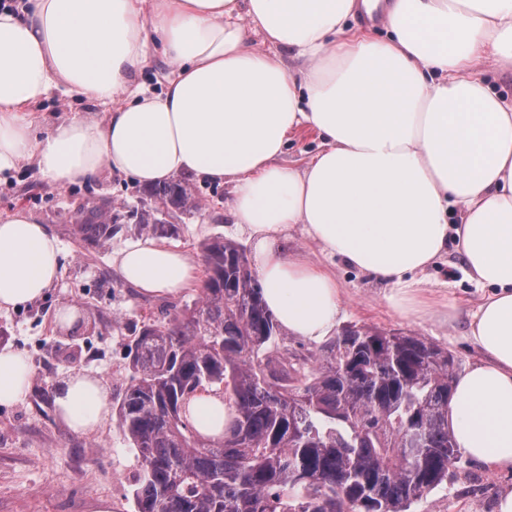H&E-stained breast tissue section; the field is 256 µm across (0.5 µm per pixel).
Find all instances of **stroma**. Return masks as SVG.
<instances>
[{
    "label": "stroma",
    "instance_id": "stroma-1",
    "mask_svg": "<svg viewBox=\"0 0 512 512\" xmlns=\"http://www.w3.org/2000/svg\"><path fill=\"white\" fill-rule=\"evenodd\" d=\"M194 186L204 206L176 219V233L165 238V245L194 261L201 243L210 238L247 245L246 234L230 214V186L201 180ZM142 191L132 179L108 170L93 181L63 188L49 184L30 163L0 176V215L24 209L46 224L61 245V274L46 296L0 311V348L24 351L33 369L27 396L0 405V512H94L101 501L109 503L112 512H134L132 489L139 463L115 413H108L95 431L76 434L58 419L53 395L56 386L77 370L100 378L109 400H116L128 377V349L143 320L165 304L181 306L200 293L192 287L168 299L146 297L113 273V254L141 238L132 221H123L104 250L85 246L73 236L79 204L112 199L135 206ZM291 237L295 248L335 274L342 294L338 326L367 325L425 337L447 348L462 371L478 359L467 315L486 291L468 279L458 255L422 276L423 288L436 300L433 314L407 318L393 303L395 288L342 258L322 255L303 230H294ZM105 271L113 274L108 287L101 282ZM452 301L458 310L451 318L447 311ZM67 303L80 314L72 331L56 320L58 307ZM510 491L512 469L491 470L462 455L449 468L445 485L423 494L410 512H498L501 496Z\"/></svg>",
    "mask_w": 512,
    "mask_h": 512
}]
</instances>
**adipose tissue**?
<instances>
[{
  "mask_svg": "<svg viewBox=\"0 0 512 512\" xmlns=\"http://www.w3.org/2000/svg\"><path fill=\"white\" fill-rule=\"evenodd\" d=\"M375 9L380 33L356 26ZM481 66L489 78L474 77ZM152 69L157 92L141 83ZM510 74L512 0H15L0 8V174L30 162L59 186L105 168L143 185L179 173L230 185L267 307L311 342L334 329L341 293L332 272L289 249L295 227L397 287L410 317L432 308L414 274L456 251L488 293L469 315L481 357L453 382L448 427L466 455L512 469V97L492 84ZM55 90L103 119L37 136ZM304 130L321 148L283 164ZM112 263L147 295L198 279L185 254L151 239ZM59 275L54 233L22 209L0 216V310L43 297ZM31 378L22 352L0 348V404L21 400ZM54 407L88 433L107 392L76 371ZM187 415L213 437L233 419L214 395Z\"/></svg>",
  "mask_w": 512,
  "mask_h": 512,
  "instance_id": "obj_1",
  "label": "adipose tissue"
}]
</instances>
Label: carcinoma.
I'll use <instances>...</instances> for the list:
<instances>
[{"instance_id":"obj_1","label":"carcinoma","mask_w":512,"mask_h":512,"mask_svg":"<svg viewBox=\"0 0 512 512\" xmlns=\"http://www.w3.org/2000/svg\"><path fill=\"white\" fill-rule=\"evenodd\" d=\"M123 212L107 200L77 210L75 232L103 249L122 219L157 235L169 216L201 209L177 179ZM197 301L143 323L116 418L140 463L135 512H407L442 486L459 456L448 429L457 365L422 336L347 325L317 370L278 349L245 249L220 237L200 246ZM220 394L235 408L222 438L187 417L189 400Z\"/></svg>"}]
</instances>
